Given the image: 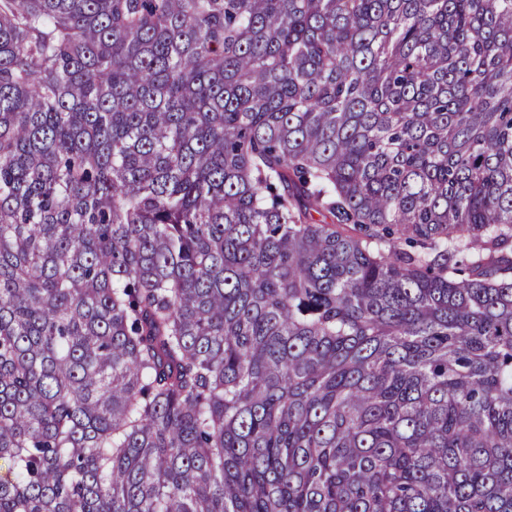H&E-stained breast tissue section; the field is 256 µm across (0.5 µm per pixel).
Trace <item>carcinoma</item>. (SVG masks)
I'll return each mask as SVG.
<instances>
[{
    "mask_svg": "<svg viewBox=\"0 0 512 512\" xmlns=\"http://www.w3.org/2000/svg\"><path fill=\"white\" fill-rule=\"evenodd\" d=\"M0 512H512V0H0Z\"/></svg>",
    "mask_w": 512,
    "mask_h": 512,
    "instance_id": "1",
    "label": "carcinoma"
}]
</instances>
